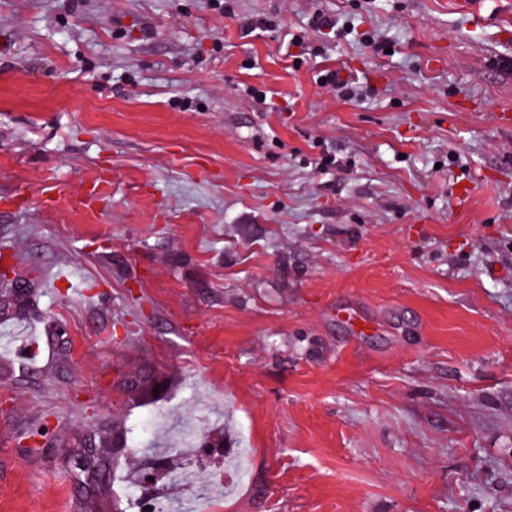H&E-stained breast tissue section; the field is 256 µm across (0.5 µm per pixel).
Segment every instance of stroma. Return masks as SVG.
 <instances>
[{"mask_svg":"<svg viewBox=\"0 0 512 512\" xmlns=\"http://www.w3.org/2000/svg\"><path fill=\"white\" fill-rule=\"evenodd\" d=\"M456 3L0 0V265L34 286L0 310V512H82L63 461L112 426L99 512H512V0ZM191 430L224 435L201 469ZM322 72L326 73L320 74L317 78L321 87H327L334 93L338 92L342 97H351L354 95L355 90L352 85L355 84V82L350 81L348 77L341 78L339 76L340 72L336 70H323ZM323 78H326L325 84H321V79Z\"/></svg>","mask_w":512,"mask_h":512,"instance_id":"stroma-1","label":"stroma"}]
</instances>
